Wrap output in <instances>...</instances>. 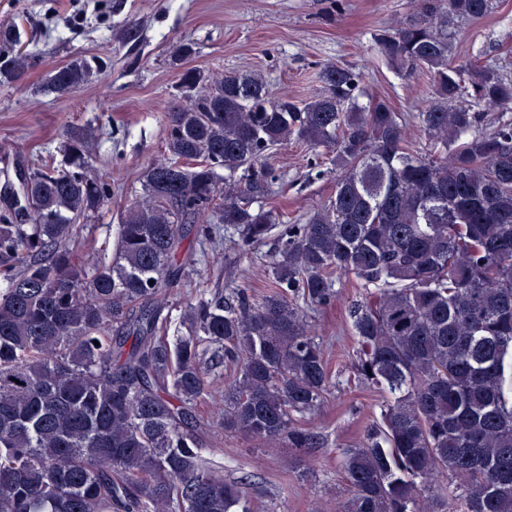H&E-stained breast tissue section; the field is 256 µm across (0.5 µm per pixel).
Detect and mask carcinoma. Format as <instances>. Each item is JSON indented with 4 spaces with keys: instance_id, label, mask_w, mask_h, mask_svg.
Returning <instances> with one entry per match:
<instances>
[{
    "instance_id": "1",
    "label": "carcinoma",
    "mask_w": 512,
    "mask_h": 512,
    "mask_svg": "<svg viewBox=\"0 0 512 512\" xmlns=\"http://www.w3.org/2000/svg\"><path fill=\"white\" fill-rule=\"evenodd\" d=\"M493 0H416L380 30V53L431 81L417 115L423 155L389 100L363 75L325 63L321 93L271 96L256 72L182 71L165 120L166 158L145 172L124 211L115 253L93 267L74 249L77 223L112 199L86 134L67 137L58 166L36 169L23 205L0 212V512H252L244 483L205 458L230 432L314 450L320 433L295 416L324 403L325 349L303 306L360 281L347 310L354 373L388 397L361 441L339 453L349 486L341 512H512V79L479 60L453 64L448 16L481 18ZM0 25V82L35 54ZM101 65L75 59L48 85L67 93ZM324 147L336 190L305 224H284L268 262L281 292L247 289L187 302L188 334L166 342L165 298L194 264L189 236L230 224L246 246L280 215L253 206L278 178L277 146ZM246 178L236 177L239 169ZM237 366L209 420L211 372Z\"/></svg>"
}]
</instances>
